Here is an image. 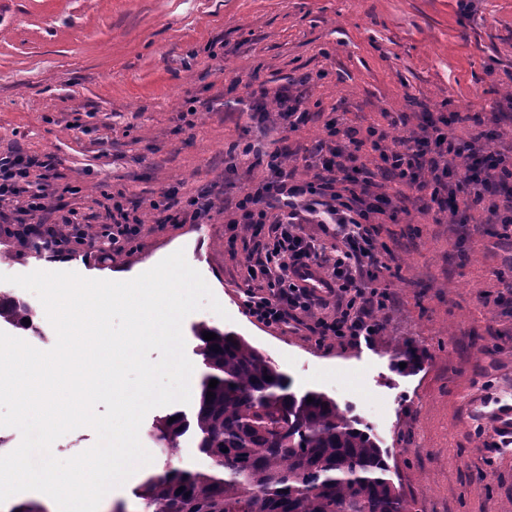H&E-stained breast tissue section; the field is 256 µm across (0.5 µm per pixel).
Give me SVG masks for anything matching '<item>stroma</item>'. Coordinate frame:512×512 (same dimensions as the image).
I'll return each mask as SVG.
<instances>
[{"instance_id":"obj_1","label":"stroma","mask_w":512,"mask_h":512,"mask_svg":"<svg viewBox=\"0 0 512 512\" xmlns=\"http://www.w3.org/2000/svg\"><path fill=\"white\" fill-rule=\"evenodd\" d=\"M303 76L298 131L273 104L262 121L235 112ZM427 110L459 115L462 138L512 132V0H0V153L54 157L44 221L107 223L119 194L144 222L115 260L87 248L54 262L0 232V292L33 304L8 276L126 281L184 251L226 311L184 319L187 357L198 324L244 336L297 393L325 392L368 424L417 512H512V450L488 458L475 415L490 397L512 400V240L494 216L428 214L413 196L378 224L385 338L268 327L242 304L251 283L224 203L265 170L236 147L286 152L301 181L327 121L378 127L393 147L422 136ZM200 189L214 201L205 223L163 224L150 208L161 191ZM395 339L416 347L413 365H396Z\"/></svg>"}]
</instances>
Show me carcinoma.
<instances>
[{
    "label": "carcinoma",
    "instance_id": "1",
    "mask_svg": "<svg viewBox=\"0 0 512 512\" xmlns=\"http://www.w3.org/2000/svg\"><path fill=\"white\" fill-rule=\"evenodd\" d=\"M36 316L30 303L0 294V323L33 330L23 319ZM205 332L217 338L206 341ZM194 336L203 366L198 399L157 421L149 437L175 452L189 435L209 464L165 460L133 491L139 512H412L388 453L349 409L321 391L296 394L288 376L242 336L205 324ZM392 357L408 364L416 349L397 342Z\"/></svg>",
    "mask_w": 512,
    "mask_h": 512
}]
</instances>
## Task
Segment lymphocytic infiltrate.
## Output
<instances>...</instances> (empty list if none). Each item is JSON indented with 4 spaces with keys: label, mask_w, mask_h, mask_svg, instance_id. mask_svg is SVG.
I'll return each mask as SVG.
<instances>
[{
    "label": "lymphocytic infiltrate",
    "mask_w": 512,
    "mask_h": 512,
    "mask_svg": "<svg viewBox=\"0 0 512 512\" xmlns=\"http://www.w3.org/2000/svg\"><path fill=\"white\" fill-rule=\"evenodd\" d=\"M367 134L384 169L400 185L396 195L373 190L370 178L349 175L348 165L355 162L361 141L355 129L333 120L303 157L305 168L313 173L308 180H294L285 153H268L251 145L243 148V155L253 156L268 171L266 178L244 188L235 204L238 223L263 241L260 249L246 256L247 267L261 287L246 291L244 306L258 322L275 328L301 326L315 307L332 299L336 312L332 319L316 323L315 334L352 341L375 335V314L386 308L388 295L374 285L378 245L372 226L382 216H395L394 200L406 193L418 194L442 211L456 199L471 208L485 206L503 228L512 227V151L500 150L495 140L479 134L462 140L451 125H435L412 145L391 149L384 144L385 132L371 127ZM480 153L486 156L483 168L466 179H455V160ZM38 167L50 171L54 165L52 160L19 153L0 155V204L20 202L21 214L31 218L23 224L0 212V230L38 244L49 260L71 258L86 235L77 227L63 232L56 225L36 223V216L51 205L47 190L31 188L30 176ZM151 207L163 213L166 222L196 224L208 215L213 202L206 191L184 201L166 192ZM108 215L110 222L103 225L100 236L113 252H124L137 240L143 221L118 200ZM305 224L333 225L340 238L334 258L323 256L315 239L302 234ZM310 266L324 271V289L300 285L303 269Z\"/></svg>",
    "instance_id": "obj_1"
}]
</instances>
